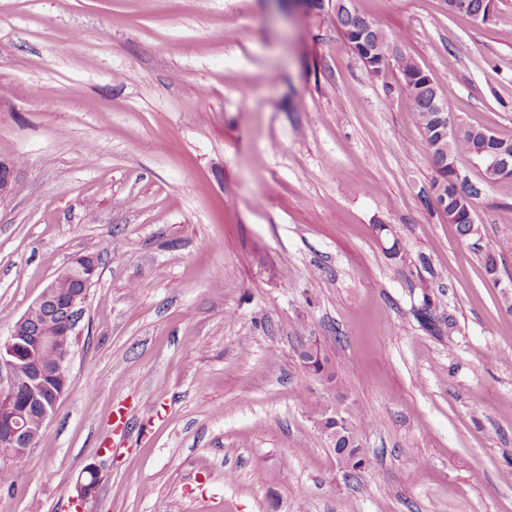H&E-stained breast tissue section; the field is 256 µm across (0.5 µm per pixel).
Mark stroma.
<instances>
[{"instance_id":"1","label":"stroma","mask_w":512,"mask_h":512,"mask_svg":"<svg viewBox=\"0 0 512 512\" xmlns=\"http://www.w3.org/2000/svg\"><path fill=\"white\" fill-rule=\"evenodd\" d=\"M457 123L512 138V0H353ZM0 339L101 262L70 384L0 512H512V249L489 276L441 216L395 67L292 0H0ZM484 244L512 242V180ZM399 244L398 255L388 252ZM315 339L336 385L306 377ZM356 420L345 478L309 415Z\"/></svg>"}]
</instances>
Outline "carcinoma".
I'll list each match as a JSON object with an SVG mask.
<instances>
[{"mask_svg": "<svg viewBox=\"0 0 512 512\" xmlns=\"http://www.w3.org/2000/svg\"><path fill=\"white\" fill-rule=\"evenodd\" d=\"M310 6L319 10L328 8L333 12L336 25L352 51L367 63L372 73L378 74L390 65L396 67L401 76L407 104L431 152L434 167L431 191L439 204V210L448 218V223L456 226L463 240L483 253L486 272L495 274L496 250L485 249L479 244L482 240L480 225L471 222L467 211L468 200L478 195V188L459 179L456 166L457 161L463 157L472 159L481 166L485 155L495 148L512 152V140L499 138L474 127H467L456 136L447 133V94L421 72L418 62L412 56L397 48L401 42L400 36L385 32L376 21L352 7H327L325 0H310ZM365 31L369 32L370 39L362 45L357 36ZM299 357L312 375L328 384L335 381V373L318 343L300 348ZM309 410L315 425L334 452L346 451L343 467L345 477L357 478L367 472L370 469V457L363 448L355 422L320 398L310 403Z\"/></svg>", "mask_w": 512, "mask_h": 512, "instance_id": "cac0c4a2", "label": "carcinoma"}]
</instances>
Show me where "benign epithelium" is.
Here are the masks:
<instances>
[{
    "instance_id": "1",
    "label": "benign epithelium",
    "mask_w": 512,
    "mask_h": 512,
    "mask_svg": "<svg viewBox=\"0 0 512 512\" xmlns=\"http://www.w3.org/2000/svg\"><path fill=\"white\" fill-rule=\"evenodd\" d=\"M76 268L81 272L85 288L74 297L68 307L72 322L71 334L74 336L77 335V327L84 316L89 290L98 276L99 265L95 256L79 255L73 258L70 265L60 271L59 275H70ZM19 323L27 326L26 339L20 338V327L14 326L8 338L4 341L0 340V373L5 371L9 377L8 386L0 387V403L8 405L9 408L7 416H0V443L6 442L16 449V455L12 458L14 463L22 460L29 448L34 445L25 424L29 403H21L18 407H13L18 391L24 389L29 393L30 403L38 404L42 421H47L66 392L63 387L53 388L50 381L56 377H63L69 372L72 355L71 350L57 345L55 337L43 325L32 323L30 313H25L19 319ZM45 351L52 353V362L49 364L41 360V354ZM21 361L28 363L29 368L27 375L19 378L16 376V367ZM97 488L96 483H79L75 497L79 512L86 509V505L95 497Z\"/></svg>"
}]
</instances>
